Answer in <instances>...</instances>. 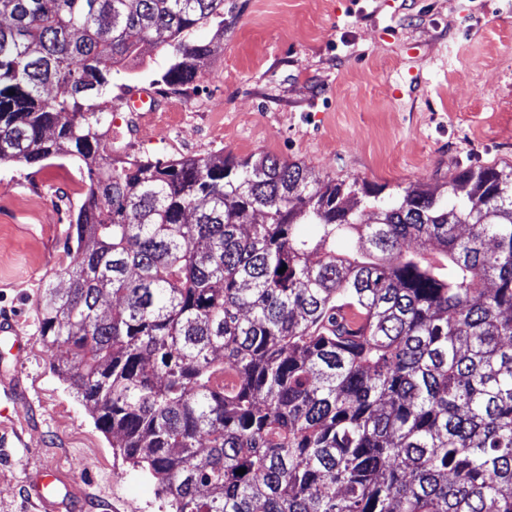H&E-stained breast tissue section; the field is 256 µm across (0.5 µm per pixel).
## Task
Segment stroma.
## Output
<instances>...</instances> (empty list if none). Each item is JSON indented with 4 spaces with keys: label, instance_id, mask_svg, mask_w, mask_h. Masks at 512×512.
<instances>
[{
    "label": "stroma",
    "instance_id": "obj_1",
    "mask_svg": "<svg viewBox=\"0 0 512 512\" xmlns=\"http://www.w3.org/2000/svg\"><path fill=\"white\" fill-rule=\"evenodd\" d=\"M192 89L161 91L169 47L145 45L128 88L157 95L181 132L124 155L217 151L300 161L317 177L431 186L463 168L512 164V0H236ZM87 185L77 163L0 166V312L30 336L35 410L0 416V512H30L26 484L55 469L81 501L61 512H164L156 485L117 455L49 368L38 327L44 285L63 284L65 231ZM20 437H13V430Z\"/></svg>",
    "mask_w": 512,
    "mask_h": 512
}]
</instances>
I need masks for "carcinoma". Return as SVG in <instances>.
<instances>
[{
  "label": "carcinoma",
  "mask_w": 512,
  "mask_h": 512,
  "mask_svg": "<svg viewBox=\"0 0 512 512\" xmlns=\"http://www.w3.org/2000/svg\"><path fill=\"white\" fill-rule=\"evenodd\" d=\"M234 9L0 0V165H86L50 369L166 512H512L511 165L388 193L104 154L114 67L165 43L187 88Z\"/></svg>",
  "instance_id": "cac0c4a2"
}]
</instances>
